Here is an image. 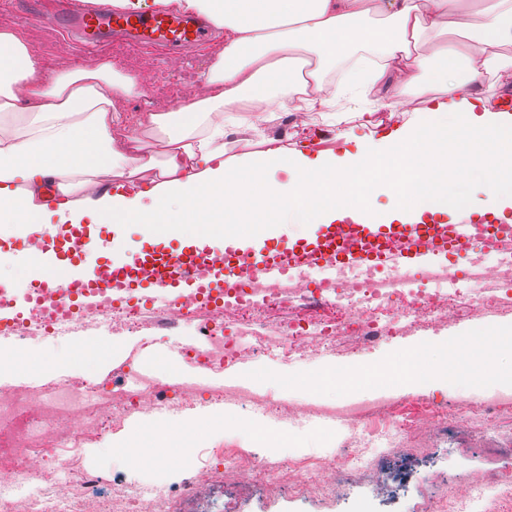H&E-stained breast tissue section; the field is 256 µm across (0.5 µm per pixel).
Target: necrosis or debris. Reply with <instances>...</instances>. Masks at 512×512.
<instances>
[{"label": "necrosis or debris", "mask_w": 512, "mask_h": 512, "mask_svg": "<svg viewBox=\"0 0 512 512\" xmlns=\"http://www.w3.org/2000/svg\"><path fill=\"white\" fill-rule=\"evenodd\" d=\"M477 277L492 288L495 296L430 293L416 288L415 277L406 280L380 277L377 270L358 273L338 272L321 288H312V274L301 272L285 281L253 278L245 293H228L212 301L201 294L185 292L180 301L152 309L132 302L115 301L111 290H104L91 313H82L66 289H59L53 300H39L15 308L12 291L0 289V309L14 308L0 330L12 336L18 346L47 336H75L82 327L109 324L136 332L152 331L158 321L196 324L202 335L200 345L183 350L186 360L212 372L243 359L248 347L243 339L259 337L257 352L275 350L288 359L321 350L345 356L359 354L382 336L395 330H410L429 323L475 318L486 307L512 308V248H504L498 261L485 263L481 250L465 255ZM227 401L242 410L261 409L277 419L300 421L319 414L318 406L275 400L248 392L202 389L195 384L171 386L144 379L132 386L113 384L96 377L78 381L61 380L50 387L23 389L0 385V512H113V499H120L123 512H175L168 498L144 499L133 486L114 488L111 496L94 493V475H83L73 482V471L82 448L106 441L113 425L134 414L150 416L159 408H193L200 394ZM347 419L377 420L375 429L362 435L364 444L381 442L386 451L406 447L408 441L444 425L449 413L427 408L403 413L397 400L360 403L344 409ZM479 432L499 434L512 419V398L481 401L467 414ZM330 470L334 479L364 475L369 485L382 488L390 475L375 459L358 452L318 461H283L276 467L260 465L254 457L227 452L217 464L197 468L182 496H193L198 489L213 484L234 485L243 475L265 489H293L317 496L328 493V486L317 480V472ZM41 481L36 495L18 501L10 490L27 481ZM473 492L459 497L446 494L431 503V512H500L512 499V475L483 472L470 477Z\"/></svg>", "instance_id": "1"}]
</instances>
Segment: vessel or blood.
<instances>
[{
  "mask_svg": "<svg viewBox=\"0 0 512 512\" xmlns=\"http://www.w3.org/2000/svg\"><path fill=\"white\" fill-rule=\"evenodd\" d=\"M56 13L79 23L76 48L86 52L98 47L104 33H112L129 45L170 53L208 42L214 32L211 22L183 12L156 7L129 11L111 0H54ZM94 225L58 226L56 232L38 230L44 242L35 257L40 288L50 291L64 285L75 289L78 306L90 313L97 289L106 287L104 270L113 276L138 281L162 301H172L186 291L199 288L193 274L197 262L213 254H223L224 263L213 268L209 285L213 288H246L251 276L282 281L289 275L314 270L333 278L337 269H359L373 264L401 277L413 268L431 269L448 255H460L462 247L487 248L497 239H512V224L492 223L480 229L470 220H431L422 224H357L343 220L319 225L315 234L303 241H291L270 250L216 235L208 225L197 226L190 240L177 250L142 251L138 263L149 272L138 276L137 263L119 256L116 236L106 239L114 256L108 266L94 261Z\"/></svg>",
  "mask_w": 512,
  "mask_h": 512,
  "instance_id": "b4317fda",
  "label": "vessel or blood"
}]
</instances>
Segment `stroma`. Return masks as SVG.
<instances>
[{
  "label": "stroma",
  "instance_id": "1",
  "mask_svg": "<svg viewBox=\"0 0 512 512\" xmlns=\"http://www.w3.org/2000/svg\"><path fill=\"white\" fill-rule=\"evenodd\" d=\"M19 32L50 71L74 67L94 68L101 60H111L122 71L133 72L139 57L149 58L160 76L159 87L145 89L143 95L124 103L128 121L122 134H139L146 155L162 158L167 150L163 136L138 125L145 112H166L191 102L188 85L206 71L224 49L223 42L198 46L179 57L134 46L102 43L94 53L78 52L66 34L56 33L37 17L25 16L13 6H0V29ZM426 106V98L414 96L412 105L390 110L358 111L340 100L329 108L311 113L302 128L285 131L283 113L252 117L243 112L224 113V158L236 162L245 156L269 149H301L310 154L341 156L357 153L370 141L396 128L415 123ZM116 232L125 244L127 258L137 257L146 243L175 248L178 231L152 233L143 224H119ZM11 243L0 248V286L24 293L29 286L27 267L32 258L24 249L25 236L11 230ZM512 328V313L486 310L474 320H452L383 337L363 353L340 357L333 352L311 353L303 357L276 359L263 353L227 365L213 375L216 385L244 386L268 393L276 399L312 401L323 405H345L364 398L391 395L418 403L433 402L448 408L464 409L472 403L505 392L504 380L512 374V347H497L489 357L472 359L459 354V346L480 333H496ZM88 347L94 349L90 363L75 360L74 344L64 336H49L34 342L30 350L34 362L24 368L0 374V382L13 385H40L64 376L93 374L100 378L132 380L150 370L163 374L164 359L185 346L198 343L191 324L165 322L149 333L115 331L110 326L88 327ZM421 370L422 382L413 389L400 390L393 384L394 369L403 367L404 354ZM207 426L203 442H189L172 436L175 427ZM347 430L332 427L315 429L303 422H282L259 411L239 410L222 415L211 402L194 410L164 415L130 416L113 430L109 442L83 449L79 468L97 474L99 491L112 490L120 483L140 488L146 496L175 497L194 470L211 457L212 449L224 446L254 453L259 461L276 463L287 459H323L343 450ZM138 443L136 454L123 453L125 443ZM424 454L407 460L402 454L386 459L390 471L401 477L398 493L389 495L370 487L362 476L339 484L336 491L321 498L295 495L288 490L264 491L252 488L212 487L193 503L194 512H428L431 494H444L448 483L472 472H512V452L491 447L489 440L468 420L450 419L446 426L420 439ZM166 446L179 457V465L146 466L144 457L154 455L157 446Z\"/></svg>",
  "mask_w": 512,
  "mask_h": 512
}]
</instances>
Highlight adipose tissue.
Segmentation results:
<instances>
[{"label": "adipose tissue", "instance_id": "ef3b65f1", "mask_svg": "<svg viewBox=\"0 0 512 512\" xmlns=\"http://www.w3.org/2000/svg\"><path fill=\"white\" fill-rule=\"evenodd\" d=\"M453 0H175L182 10L206 16L224 29V50L201 80L206 97L169 112H149L138 123L170 137L165 159H142L137 137L115 139L126 123L125 100L139 95L137 79L111 62L97 68L51 72L23 38L0 30V224H146L167 231L205 215L213 224L280 223L297 209L311 223L369 216L372 187L396 173L394 208L386 221L421 220L450 211L461 196L439 197L421 172L422 157L435 164L453 159L471 182L486 191L484 212L501 216L512 208V110L473 95L483 73L512 71V0H493L480 23L467 12L449 17ZM466 33V42L441 46L433 58L410 46L445 21ZM367 44L370 71L348 69L338 96L366 97L384 86L392 104L433 70L444 95L432 99L418 123L366 145L360 157L312 156L279 149L235 168L224 160V128L211 113L233 110L247 100L287 107L293 94L309 109L327 105L324 73L336 59L350 58ZM28 89L26 97L16 93ZM292 164L295 185L262 178L269 162ZM150 180L136 182L141 171ZM103 170L120 182L94 191Z\"/></svg>", "mask_w": 512, "mask_h": 512}]
</instances>
